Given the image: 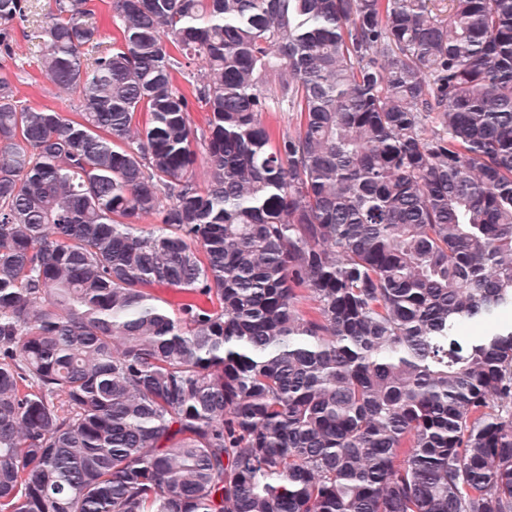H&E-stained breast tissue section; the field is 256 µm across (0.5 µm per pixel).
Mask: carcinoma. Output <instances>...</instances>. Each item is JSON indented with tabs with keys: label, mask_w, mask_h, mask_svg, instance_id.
<instances>
[{
	"label": "carcinoma",
	"mask_w": 512,
	"mask_h": 512,
	"mask_svg": "<svg viewBox=\"0 0 512 512\" xmlns=\"http://www.w3.org/2000/svg\"><path fill=\"white\" fill-rule=\"evenodd\" d=\"M112 7L0 78V512H512V0ZM87 7L94 13V18L100 26L103 46L109 45L118 36L119 29L112 23V0H89ZM24 31V32H23ZM17 31L13 59L0 58V76L6 75L16 87L18 97L32 106L53 107L72 112L75 96L68 95L48 82L40 71L41 39L32 25Z\"/></svg>",
	"instance_id": "carcinoma-1"
}]
</instances>
